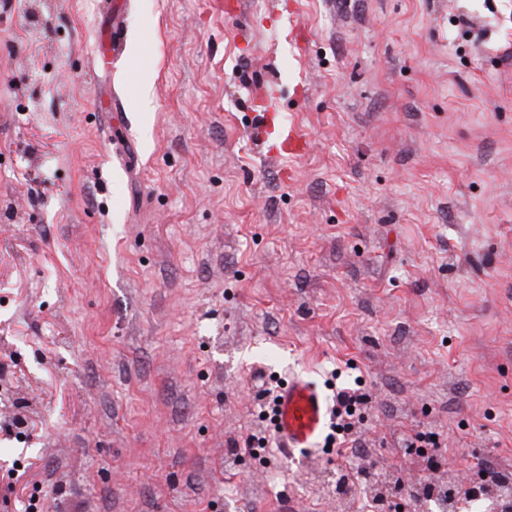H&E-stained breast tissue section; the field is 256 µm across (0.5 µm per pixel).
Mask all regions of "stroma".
Listing matches in <instances>:
<instances>
[{
	"mask_svg": "<svg viewBox=\"0 0 512 512\" xmlns=\"http://www.w3.org/2000/svg\"><path fill=\"white\" fill-rule=\"evenodd\" d=\"M130 2L94 71L104 0H0V512H442L512 476V0ZM292 372L362 380L366 455L247 447ZM127 14V5H122L119 8H113L111 16V30L106 40L101 38L99 41H96V47L92 54L91 70L95 69L99 56L106 57L107 53H109L113 60H118L123 57V37L126 30ZM255 121L249 128L250 135L258 141V145L263 147L270 156L288 155L297 157L306 147V140L302 130L293 125L281 131L275 141L270 142L268 138V129L266 116L258 112Z\"/></svg>",
	"mask_w": 512,
	"mask_h": 512,
	"instance_id": "1",
	"label": "stroma"
}]
</instances>
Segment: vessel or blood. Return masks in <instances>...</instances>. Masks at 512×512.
<instances>
[{
    "label": "vessel or blood",
    "mask_w": 512,
    "mask_h": 512,
    "mask_svg": "<svg viewBox=\"0 0 512 512\" xmlns=\"http://www.w3.org/2000/svg\"><path fill=\"white\" fill-rule=\"evenodd\" d=\"M127 14L128 9L124 6L113 10L111 30L107 38L97 41L95 56L122 58ZM249 133L271 156L293 157L306 147L305 135L295 125L282 130L276 139H269L266 117L261 113L257 114ZM326 419L327 406L323 392L312 378L295 375L279 387L272 425L278 446L291 450H311L325 427Z\"/></svg>",
    "instance_id": "1"
}]
</instances>
